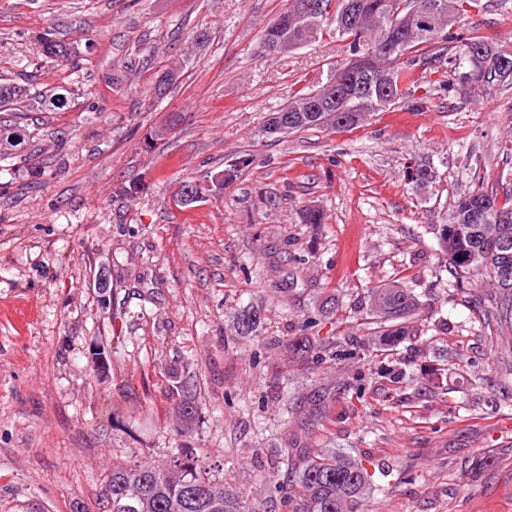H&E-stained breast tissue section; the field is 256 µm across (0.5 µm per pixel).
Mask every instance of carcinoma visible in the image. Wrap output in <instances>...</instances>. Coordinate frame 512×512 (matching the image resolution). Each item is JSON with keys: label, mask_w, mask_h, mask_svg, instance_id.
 I'll return each instance as SVG.
<instances>
[{"label": "carcinoma", "mask_w": 512, "mask_h": 512, "mask_svg": "<svg viewBox=\"0 0 512 512\" xmlns=\"http://www.w3.org/2000/svg\"><path fill=\"white\" fill-rule=\"evenodd\" d=\"M420 10L433 8L439 0H316L321 4L318 22L308 24V18L289 19L288 50L298 48L308 33L322 26L332 27L333 33L349 39V55L378 38L390 23L393 11L406 2ZM364 18L361 24L346 22L348 14ZM454 42L451 61L453 80L459 86L477 83L476 90L486 91L512 78L503 74L501 58H507L512 70V53L497 46L488 50L487 41L478 35L462 36L445 26L438 37L428 40L420 36L409 38L401 55L385 59L379 68L389 76L388 82L371 83L366 92L359 85L363 79L340 70L336 64L326 81L297 91L290 105L308 101L317 104L310 112H291L283 132L295 133L311 129H345L357 126L375 112L394 106L418 85L416 60L431 59L444 50L442 43ZM42 55L60 62L72 61L76 52L70 44L54 37L50 30L40 39ZM484 50L494 55L489 66L481 67L472 52ZM183 65L171 61L158 76L155 96L164 97L183 77ZM0 131L9 133L24 129L21 139L9 148L0 147V159L17 158L32 146L36 131L45 115L71 109L70 93L42 92L30 83L17 82L0 76ZM438 241L448 265L453 269L457 291L470 303L485 324L495 323L500 329L512 330V193L499 200L498 195L481 189L459 197L448 214L446 223L439 225ZM435 309L434 304L420 301L413 289L392 282L370 289L360 304L362 325L367 335L379 347L395 348L409 336H422L420 322L423 308ZM260 315L243 310L236 317V327L243 333H259ZM318 357L333 356L336 337L327 336L312 342ZM282 463L287 480L275 482L285 490L284 503L288 512H362L361 507L381 488L363 460L349 452L334 448H315L298 455L284 449ZM98 512H250L249 507L224 481L210 474V466L199 455L180 452L171 455L163 465L134 463L114 465L98 494Z\"/></svg>", "instance_id": "cac0c4a2"}]
</instances>
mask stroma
Listing matches in <instances>:
<instances>
[{
    "mask_svg": "<svg viewBox=\"0 0 512 512\" xmlns=\"http://www.w3.org/2000/svg\"><path fill=\"white\" fill-rule=\"evenodd\" d=\"M287 6L0 0V75L72 97L45 119L32 162L0 161V512H95L113 464L175 449L208 450L247 505L287 512L265 481L284 448L332 446L390 465L366 512H512V368L433 234L460 195L512 191V84L473 92L448 83V61L420 64L415 95L357 128L263 135L269 112L344 56L325 33L264 52ZM200 26L208 42L187 48ZM48 29L81 47L72 64L41 62ZM454 30L512 51V0H481ZM180 56L182 80L155 99L154 73ZM123 67L127 85L113 84ZM416 167L431 180L413 182ZM209 171L224 172L223 190L175 203ZM307 207L322 223H302ZM387 279L444 301L447 330L399 347L408 384L379 377L355 345L358 303ZM245 309L261 335L235 332ZM295 336L335 337V358L289 354ZM328 386L336 400L314 428L278 404L283 390L306 403Z\"/></svg>",
    "mask_w": 512,
    "mask_h": 512,
    "instance_id": "35a3bbf8",
    "label": "stroma"
}]
</instances>
